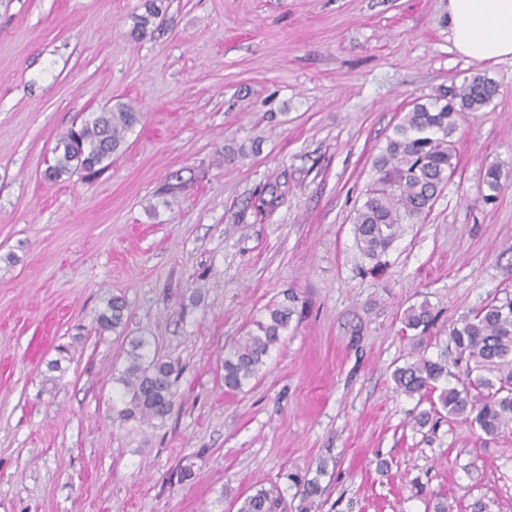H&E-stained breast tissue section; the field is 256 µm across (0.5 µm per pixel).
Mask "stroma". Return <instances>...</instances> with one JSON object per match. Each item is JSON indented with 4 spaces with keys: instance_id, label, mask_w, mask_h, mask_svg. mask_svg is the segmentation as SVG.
I'll list each match as a JSON object with an SVG mask.
<instances>
[{
    "instance_id": "35a3bbf8",
    "label": "stroma",
    "mask_w": 512,
    "mask_h": 512,
    "mask_svg": "<svg viewBox=\"0 0 512 512\" xmlns=\"http://www.w3.org/2000/svg\"><path fill=\"white\" fill-rule=\"evenodd\" d=\"M143 4L0 0V512H237L257 485L292 500L291 472L319 477V512H512V434L413 429L392 378L512 298V58L458 55L448 0H163L136 40ZM475 72L498 95L463 115L455 172L369 274L353 222L374 157ZM119 103L141 120L111 166L45 179L59 135ZM289 292L302 315L225 391V350ZM115 296L124 324L98 334ZM423 302L433 327L402 332ZM138 337L182 367L150 425L119 416Z\"/></svg>"
}]
</instances>
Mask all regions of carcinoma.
<instances>
[{
	"label": "carcinoma",
	"mask_w": 512,
	"mask_h": 512,
	"mask_svg": "<svg viewBox=\"0 0 512 512\" xmlns=\"http://www.w3.org/2000/svg\"><path fill=\"white\" fill-rule=\"evenodd\" d=\"M157 0H145V13L136 16L131 34L141 37L159 17ZM498 93L497 85L482 74L453 84L424 103L416 102L404 114L388 138L386 146L373 161V176L364 193V201L354 217V237L361 253L374 262L371 272L381 270L393 244L402 236L405 226L419 224L429 215L433 203L456 167V154L449 135L465 112H477ZM140 121V112L119 103L72 127L58 139L53 165L44 173L56 181L77 170L94 178L112 164L125 144L126 135ZM505 177L500 164H490L485 172L487 186L496 191ZM297 297L288 303L267 307L265 319L239 337L224 353V388L240 391L258 377L281 332L288 327L296 312ZM126 304L114 297L96 320V332L116 331L124 320ZM434 317L428 304L406 309L401 318L403 330L425 333ZM454 364L465 362L462 388L448 387L433 399L436 382L448 376V357L431 360L424 356L397 368L393 373L396 389L429 408L417 413L413 427H425L439 408L478 427L485 435L498 437L512 433V298L494 299L472 313L462 316L450 329ZM146 342H131L124 365L116 382L127 398L121 411L123 419H138L150 424L163 421L171 413L180 370L176 364L157 356H149ZM298 504L294 512H318L323 489L317 478L291 477ZM282 495L276 487H259L241 502L238 512H278Z\"/></svg>",
	"instance_id": "cac0c4a2"
}]
</instances>
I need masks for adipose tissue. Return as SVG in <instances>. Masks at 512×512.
<instances>
[{"instance_id": "adipose-tissue-1", "label": "adipose tissue", "mask_w": 512, "mask_h": 512, "mask_svg": "<svg viewBox=\"0 0 512 512\" xmlns=\"http://www.w3.org/2000/svg\"><path fill=\"white\" fill-rule=\"evenodd\" d=\"M454 50L476 61L512 58V0H448Z\"/></svg>"}]
</instances>
